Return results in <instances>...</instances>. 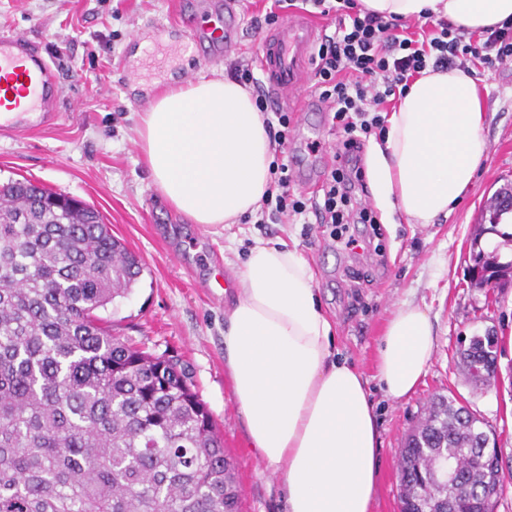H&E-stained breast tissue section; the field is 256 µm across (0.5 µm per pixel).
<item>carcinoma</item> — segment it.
<instances>
[{
	"mask_svg": "<svg viewBox=\"0 0 512 512\" xmlns=\"http://www.w3.org/2000/svg\"><path fill=\"white\" fill-rule=\"evenodd\" d=\"M509 185L487 202L512 212ZM28 180L0 184V512H240L233 462L186 367L112 335L97 311L127 297L139 258L93 207L61 205ZM481 287L512 261L472 254ZM498 337L457 351L476 386L492 379ZM487 434L454 397L434 399L401 454V512H493L503 479L478 462ZM456 475L439 482L431 462Z\"/></svg>",
	"mask_w": 512,
	"mask_h": 512,
	"instance_id": "1",
	"label": "carcinoma"
}]
</instances>
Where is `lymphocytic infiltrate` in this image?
Returning a JSON list of instances; mask_svg holds the SVG:
<instances>
[{
    "instance_id": "f902f5d3",
    "label": "lymphocytic infiltrate",
    "mask_w": 512,
    "mask_h": 512,
    "mask_svg": "<svg viewBox=\"0 0 512 512\" xmlns=\"http://www.w3.org/2000/svg\"><path fill=\"white\" fill-rule=\"evenodd\" d=\"M301 4L312 5L321 15L340 17L334 33L316 46L313 87L347 138L320 193L310 195L295 188L288 164H273L260 215L274 224L310 215L320 225L372 224L376 221L372 210L357 197L365 188L359 161L368 134L384 126L387 103L395 94L405 93L411 80L429 67L468 71L511 62L512 23L503 22L476 36L444 19L429 18L413 28L402 20L364 10L359 0H270L266 25L276 24L283 11ZM256 68V62L237 61L230 64L227 75L241 85L255 87L259 112H272L265 125L280 153L288 142L291 114L271 108Z\"/></svg>"
}]
</instances>
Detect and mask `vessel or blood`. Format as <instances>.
Instances as JSON below:
<instances>
[{"instance_id":"obj_1","label":"vessel or blood","mask_w":512,"mask_h":512,"mask_svg":"<svg viewBox=\"0 0 512 512\" xmlns=\"http://www.w3.org/2000/svg\"><path fill=\"white\" fill-rule=\"evenodd\" d=\"M241 0H224V48L238 44L236 20ZM320 29L311 19L296 14L268 30L258 55L266 90L275 106L302 105L310 109L308 93L313 49ZM0 132L16 134L51 126L62 105V89L49 56L25 35H0Z\"/></svg>"}]
</instances>
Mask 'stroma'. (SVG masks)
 Here are the masks:
<instances>
[{"label":"stroma","mask_w":512,"mask_h":512,"mask_svg":"<svg viewBox=\"0 0 512 512\" xmlns=\"http://www.w3.org/2000/svg\"><path fill=\"white\" fill-rule=\"evenodd\" d=\"M175 0H0V33L23 32L41 44L59 70L63 104L55 125L13 139L0 137V181L27 178L82 200L102 215L112 234L142 262L125 298L101 318L114 335L145 351L180 356L194 389L224 434L236 465L242 512H284L280 478L251 448L224 371V312L233 293L213 274L239 275L255 241L295 246L308 261L336 347L367 377L379 426V480L372 512H400V455L413 426L438 395L457 397L485 423L503 456L505 490L494 512H512V287L477 288L469 267L474 246L512 259V247L489 236L474 239L486 200L512 182V64L476 69L484 106L487 158L448 216L410 224L366 202L377 223L359 224L369 241L351 252L300 224H259L254 217L223 227L191 223L151 184L136 134L141 108L134 99L157 94L184 75L225 76L230 61L256 58L266 29L263 0H244L239 46L225 57L169 64L139 62L136 28L152 31L171 19ZM346 138L328 113L299 112L288 157L322 183ZM405 302L430 317L436 348L415 391L388 399L374 377L373 360L385 321ZM493 332L499 338L498 378L474 386L458 365L462 339Z\"/></svg>","instance_id":"stroma-1"}]
</instances>
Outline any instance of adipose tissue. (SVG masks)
Wrapping results in <instances>:
<instances>
[{
    "instance_id": "obj_1",
    "label": "adipose tissue",
    "mask_w": 512,
    "mask_h": 512,
    "mask_svg": "<svg viewBox=\"0 0 512 512\" xmlns=\"http://www.w3.org/2000/svg\"><path fill=\"white\" fill-rule=\"evenodd\" d=\"M385 17L434 16L468 30L512 22V0H361ZM471 73L426 69L371 149L374 192L411 224L448 214L470 187L488 145ZM153 187L195 224H234L259 208L273 149L250 92L198 76L164 88L137 129ZM226 311L224 366L250 445L281 478L286 512H370L380 440L367 381L334 356L333 327L307 260L256 243ZM427 313L400 305L379 339L376 377L399 400L433 358Z\"/></svg>"
}]
</instances>
